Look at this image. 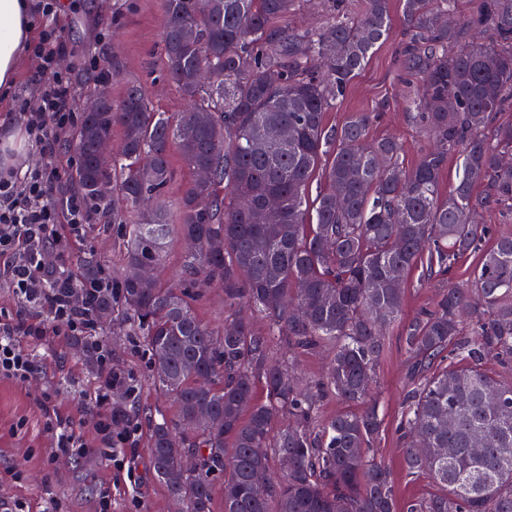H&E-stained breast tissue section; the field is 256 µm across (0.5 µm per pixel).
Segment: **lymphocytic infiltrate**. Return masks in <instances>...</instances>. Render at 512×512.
<instances>
[{
    "instance_id": "1",
    "label": "lymphocytic infiltrate",
    "mask_w": 512,
    "mask_h": 512,
    "mask_svg": "<svg viewBox=\"0 0 512 512\" xmlns=\"http://www.w3.org/2000/svg\"><path fill=\"white\" fill-rule=\"evenodd\" d=\"M36 11L42 22L29 51L47 79L36 108L18 105L6 119L20 125L39 160L24 168H0V285L10 288L18 302L15 312L0 313V379L27 382L37 369L29 346L45 337L86 340L100 369L92 416L96 440L121 468L136 430L126 412L113 408L112 392L129 382L113 370L92 316L97 293L111 288L112 276L103 270L87 279L74 274L70 264L74 246L85 239L94 219L88 199L63 191L68 168L59 159V148L81 118L76 82L71 71L56 67L68 51L57 0H38ZM36 404L55 451L83 453L84 439L53 393L42 392Z\"/></svg>"
}]
</instances>
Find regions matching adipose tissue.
Returning a JSON list of instances; mask_svg holds the SVG:
<instances>
[{"label":"adipose tissue","instance_id":"adipose-tissue-1","mask_svg":"<svg viewBox=\"0 0 512 512\" xmlns=\"http://www.w3.org/2000/svg\"><path fill=\"white\" fill-rule=\"evenodd\" d=\"M30 32L28 0H0V92L13 87L17 65Z\"/></svg>","mask_w":512,"mask_h":512}]
</instances>
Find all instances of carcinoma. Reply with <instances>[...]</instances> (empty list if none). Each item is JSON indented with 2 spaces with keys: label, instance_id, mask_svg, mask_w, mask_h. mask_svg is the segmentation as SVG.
<instances>
[{
  "label": "carcinoma",
  "instance_id": "obj_1",
  "mask_svg": "<svg viewBox=\"0 0 512 512\" xmlns=\"http://www.w3.org/2000/svg\"><path fill=\"white\" fill-rule=\"evenodd\" d=\"M297 2L164 0L163 78L185 111L154 110L134 82L114 103L102 81L68 141L71 182L122 237L129 270L162 263L173 225L148 203L175 181L173 161L192 175L178 283L127 273L95 306V318L116 320L114 335L141 337L148 378L172 401L173 414L146 417L154 477L175 512H214L217 478L222 512H512V384L483 367L490 356L512 366V236L484 222L512 208V122H497L512 109V0H474L458 20L459 0H401L404 65L419 78L409 118L430 139L412 165L398 140L369 136L370 115L326 121L392 37L389 0L357 13L332 0L321 29L277 27ZM486 30L493 39L476 41ZM116 132L121 151L102 157L99 141ZM270 197L275 220L263 213ZM471 253L466 284L404 315L411 272L442 278ZM212 284L228 310L220 329L194 306ZM394 325L409 360L403 463L431 487L403 503L375 453L383 417L371 391ZM276 344L287 356L272 358ZM322 347L325 374L304 386L294 361ZM329 394L345 410L322 421ZM475 432L486 437L478 454ZM188 455L196 465L179 469Z\"/></svg>",
  "mask_w": 512,
  "mask_h": 512
}]
</instances>
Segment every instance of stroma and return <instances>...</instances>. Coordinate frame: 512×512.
Here are the masks:
<instances>
[{"label": "stroma", "mask_w": 512, "mask_h": 512, "mask_svg": "<svg viewBox=\"0 0 512 512\" xmlns=\"http://www.w3.org/2000/svg\"><path fill=\"white\" fill-rule=\"evenodd\" d=\"M65 21L67 54L57 68L72 70L82 94L77 108H85L87 91L108 81L113 100H120L128 82H141L155 109L180 112L186 107L179 93L161 76L163 0H59ZM393 38L384 43L351 81L326 120L344 122L356 112L374 114L369 134L396 138L407 163H415L427 140L409 120L407 97L417 83L403 67L408 37L399 0H391ZM94 53L97 70L86 73L80 59ZM123 242L111 225H93L77 256L94 254L100 266L120 276ZM113 369L130 374L136 398L146 409L166 408L167 402L147 380V357L138 338L123 336L109 342ZM37 372L26 383L0 380V504L25 503L28 512H49L60 502L63 512H96L104 491L112 493V512H170L165 488L149 471L148 429L134 418L136 447L131 471L111 467L104 449L87 437L81 457L55 454L35 398L53 392L74 425L89 429L99 368L84 341L50 336L32 347ZM409 361L398 329H390L387 349L376 371V390L384 409L377 454L391 471L401 500L426 495L425 479L408 476L403 468L397 424L408 387Z\"/></svg>", "instance_id": "stroma-1"}]
</instances>
